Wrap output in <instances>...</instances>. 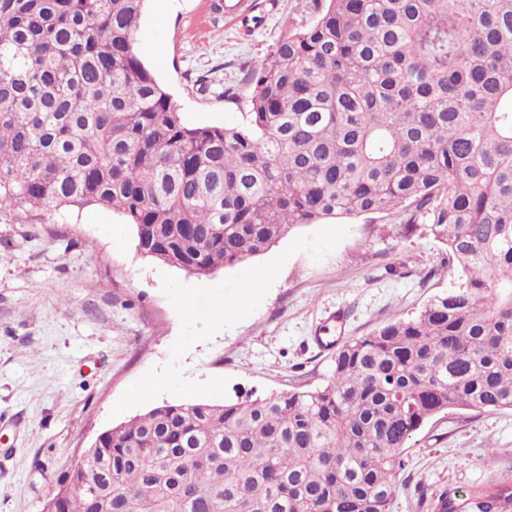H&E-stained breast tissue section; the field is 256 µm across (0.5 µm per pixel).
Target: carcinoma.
Returning <instances> with one entry per match:
<instances>
[{
    "label": "carcinoma",
    "instance_id": "carcinoma-1",
    "mask_svg": "<svg viewBox=\"0 0 512 512\" xmlns=\"http://www.w3.org/2000/svg\"><path fill=\"white\" fill-rule=\"evenodd\" d=\"M145 2L0 0L1 214L111 209L196 276L300 225L393 216L427 226L457 284L347 339L318 388L103 431L57 512H390L431 419L512 411V0H313L240 127L182 119L138 56ZM427 512H512V486Z\"/></svg>",
    "mask_w": 512,
    "mask_h": 512
}]
</instances>
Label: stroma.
Wrapping results in <instances>:
<instances>
[{"mask_svg":"<svg viewBox=\"0 0 512 512\" xmlns=\"http://www.w3.org/2000/svg\"><path fill=\"white\" fill-rule=\"evenodd\" d=\"M147 0L140 59L198 126L241 125L251 69L312 0ZM441 244L390 217L295 227L244 265L197 277L143 256L107 209L17 224L0 216V512H43L58 478L106 429L158 403L307 390L329 376L316 338L403 319L457 282ZM149 391L129 399L131 388ZM512 485V411L433 418L408 450L391 512L441 490Z\"/></svg>","mask_w":512,"mask_h":512,"instance_id":"stroma-1","label":"stroma"}]
</instances>
